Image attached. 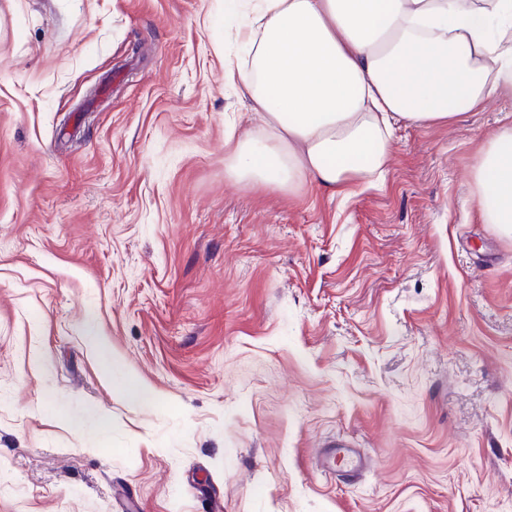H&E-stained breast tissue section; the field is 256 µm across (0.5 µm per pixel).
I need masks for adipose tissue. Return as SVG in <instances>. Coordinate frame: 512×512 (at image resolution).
<instances>
[{
    "mask_svg": "<svg viewBox=\"0 0 512 512\" xmlns=\"http://www.w3.org/2000/svg\"><path fill=\"white\" fill-rule=\"evenodd\" d=\"M246 59L229 69L254 134L225 156L236 182L311 179L331 195L380 177L393 128L450 122L512 84V0H244ZM474 179L486 220L512 236V127L491 135Z\"/></svg>",
    "mask_w": 512,
    "mask_h": 512,
    "instance_id": "adipose-tissue-1",
    "label": "adipose tissue"
}]
</instances>
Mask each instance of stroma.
I'll return each mask as SVG.
<instances>
[{"label": "stroma", "instance_id": "1", "mask_svg": "<svg viewBox=\"0 0 512 512\" xmlns=\"http://www.w3.org/2000/svg\"><path fill=\"white\" fill-rule=\"evenodd\" d=\"M242 14L0 0V512H512V238L474 181L512 95L398 122L347 201L255 189Z\"/></svg>", "mask_w": 512, "mask_h": 512}]
</instances>
